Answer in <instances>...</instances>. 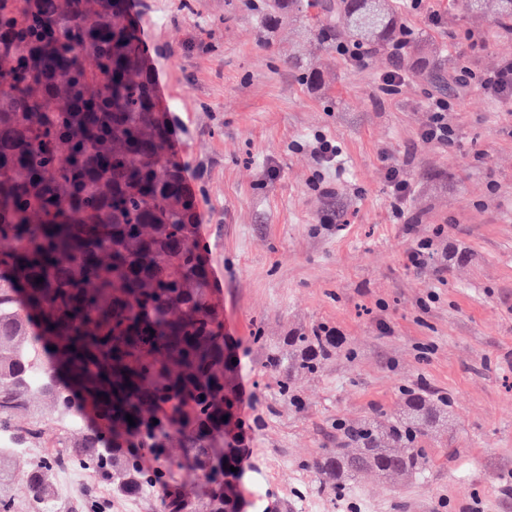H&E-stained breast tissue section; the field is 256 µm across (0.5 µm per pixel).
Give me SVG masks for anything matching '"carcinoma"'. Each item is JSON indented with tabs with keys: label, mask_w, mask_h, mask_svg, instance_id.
Returning <instances> with one entry per match:
<instances>
[{
	"label": "carcinoma",
	"mask_w": 512,
	"mask_h": 512,
	"mask_svg": "<svg viewBox=\"0 0 512 512\" xmlns=\"http://www.w3.org/2000/svg\"><path fill=\"white\" fill-rule=\"evenodd\" d=\"M316 6L375 49L403 32L391 0ZM268 9V28L304 13L301 0ZM127 12V0H0V512L13 509L7 462L25 448H63L117 492L151 489L161 512L186 507L177 469L208 485L209 512L246 508L237 365L197 240L196 200L169 142L170 112ZM443 64L423 41L408 61L432 78ZM337 348L316 328L287 337L267 367L294 400V381ZM38 396L58 419L51 437L34 412ZM447 417L416 395L386 425L343 428L348 447L325 450L313 468L338 490L367 472L418 474L421 438ZM54 469L47 454L23 473L31 512L55 497Z\"/></svg>",
	"instance_id": "cac0c4a2"
}]
</instances>
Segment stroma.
Listing matches in <instances>:
<instances>
[{
    "label": "stroma",
    "mask_w": 512,
    "mask_h": 512,
    "mask_svg": "<svg viewBox=\"0 0 512 512\" xmlns=\"http://www.w3.org/2000/svg\"><path fill=\"white\" fill-rule=\"evenodd\" d=\"M129 0L170 141L197 201L224 341L237 358L243 498L276 512H512V102L456 98L451 146L421 139L436 87L409 76L384 93L389 51L360 67L336 52L341 21L316 40L300 18L266 30L267 0ZM414 38L474 70L512 58V34L466 0H394ZM441 16L432 25L430 14ZM323 82L311 83V68ZM325 134L343 171L312 154ZM413 187L402 218L385 173ZM449 256L411 266L421 240ZM342 351L295 382L266 366L286 337L317 327ZM450 418L422 440L417 476L364 474L339 491L312 468L337 424L390 419L416 394ZM54 512H159L158 497L114 492L56 449Z\"/></svg>",
    "instance_id": "stroma-1"
}]
</instances>
